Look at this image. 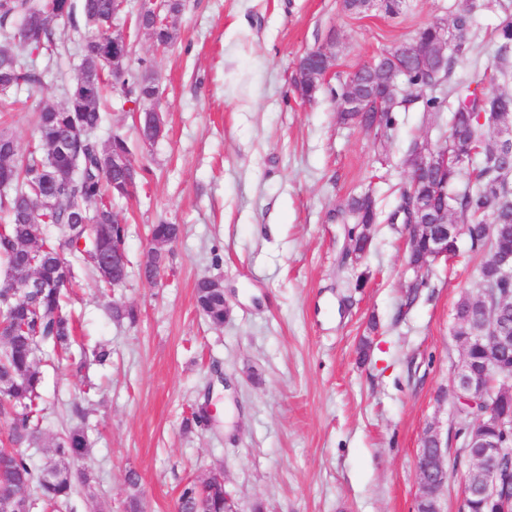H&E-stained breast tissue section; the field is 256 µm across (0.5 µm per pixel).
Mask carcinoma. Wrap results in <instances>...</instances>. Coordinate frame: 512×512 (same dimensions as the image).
I'll use <instances>...</instances> for the list:
<instances>
[{
  "mask_svg": "<svg viewBox=\"0 0 512 512\" xmlns=\"http://www.w3.org/2000/svg\"><path fill=\"white\" fill-rule=\"evenodd\" d=\"M81 16L80 63L65 85L61 104L41 103L35 120L37 144L19 154L12 135L0 133V208L9 223L0 225V257L6 264L0 272V428L7 433L10 447L0 448V512H33L46 507L68 505L77 485H86L90 475L76 468L88 453L86 432L75 427L59 437L51 455L37 467L26 449L43 435V373L45 349L57 360L78 359L80 365L93 360L106 364L111 351L99 344L73 352L74 319L68 310L67 288L76 280V268L92 271L99 282L112 286V276L89 257L124 247L127 230L117 223L114 203L132 195L134 181L126 171L112 165V158L133 161L134 144L114 132L104 141L97 136L110 91L135 103L145 96H161L159 79L148 68L127 61L119 73L107 59L112 48L114 0H0V106L7 107L12 91H37L42 72L33 61L17 53L20 44L53 61L62 56L56 38L58 21H75ZM472 16L457 15L448 28L464 31L459 41L448 45V66L427 69L407 59L416 43L432 44L443 35V26L433 21L420 28L415 37L399 43L389 56L374 59L354 85L359 98L374 102L375 90L389 79L393 62L402 70L396 74L404 88L417 90L413 97L401 96L382 111H348L338 114L343 124H357L387 135L396 125V112L413 99L427 112L449 113V135L439 147L472 159L468 169L450 167L415 186L402 184L399 203L387 223H425L448 206V221L497 225L490 238L477 232L468 236L469 251L481 256L479 266L483 289L496 300L512 297V277L498 275L493 264L497 251L512 252V178L506 174L508 160L492 140L499 126L512 125V92H491L470 100L476 91L453 85L450 77L455 60L470 55ZM146 30L155 47L172 46L177 33L173 23L158 25L148 16L134 22L133 33ZM496 76L512 83V16L496 29ZM380 213L372 193L352 196L341 221L349 225L347 236L359 239L358 227L375 224ZM52 224L61 234L46 238L38 225ZM178 224H155L151 237L158 243L176 241ZM199 310L217 327L224 325V287L220 281L203 278L196 288ZM480 298L461 294L454 309L452 335L470 336L466 352L472 364L481 366L495 359L512 367V350L494 354L482 321ZM456 412L469 420L458 427L455 437L464 439L469 426L478 419V409L452 397ZM178 512H224V487L204 482L185 486L178 499Z\"/></svg>",
  "mask_w": 512,
  "mask_h": 512,
  "instance_id": "cac0c4a2",
  "label": "carcinoma"
}]
</instances>
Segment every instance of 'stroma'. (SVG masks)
I'll use <instances>...</instances> for the list:
<instances>
[{
  "label": "stroma",
  "instance_id": "1",
  "mask_svg": "<svg viewBox=\"0 0 512 512\" xmlns=\"http://www.w3.org/2000/svg\"><path fill=\"white\" fill-rule=\"evenodd\" d=\"M482 2L407 0L390 18L347 14L340 0H184L174 46L132 38V59L160 78L165 133L137 144L145 177L115 206L127 228L124 286L105 294L78 276V334L107 345L110 361L44 370L34 462L69 426H84L90 440L80 465L92 481L64 512H124L131 470L144 512H176L183 488L214 472L238 512H414L420 440L433 425L448 438L440 512H460L472 463L453 437L459 418L438 393L462 356L453 309L462 293H480V259L466 252L430 264L410 303L416 274L402 225H372L370 249L355 261L337 217L363 191L389 214L411 141L444 140L448 116L417 102L381 138L339 124L329 93L302 102L293 74L329 32L340 38L336 71L345 75L419 27L468 11L477 48L451 80L489 86L494 31L512 0ZM56 37L70 52L51 68L35 56L47 71L41 95L18 91L0 112V131L23 152L35 109L44 99L63 103L79 62L73 29L57 26ZM164 222L183 232L153 284L141 268L149 230ZM205 277L222 282L230 306L220 328L196 307ZM115 303L132 307L135 320H111ZM204 405L210 424L186 426Z\"/></svg>",
  "mask_w": 512,
  "mask_h": 512
}]
</instances>
